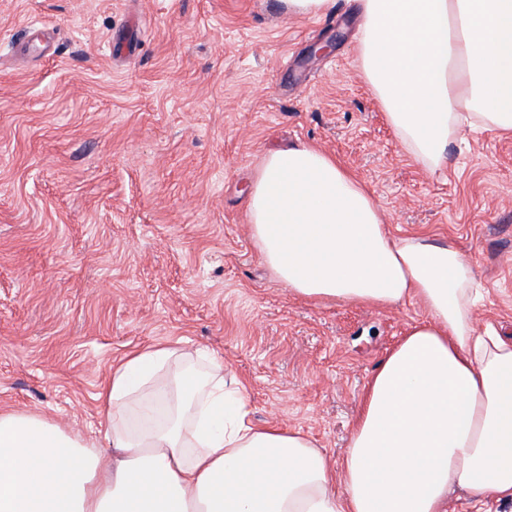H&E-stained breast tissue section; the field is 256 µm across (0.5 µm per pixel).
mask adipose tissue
<instances>
[{
    "instance_id": "obj_1",
    "label": "adipose tissue",
    "mask_w": 512,
    "mask_h": 512,
    "mask_svg": "<svg viewBox=\"0 0 512 512\" xmlns=\"http://www.w3.org/2000/svg\"><path fill=\"white\" fill-rule=\"evenodd\" d=\"M358 62L400 148L428 172L464 130L512 132V0H360ZM252 239L297 297L425 315L368 378L341 462L256 424L245 387L172 374L182 352L127 353L83 438L0 412V512H448L512 502V340L478 327L473 267L451 243L394 236L368 188L306 143L270 151Z\"/></svg>"
}]
</instances>
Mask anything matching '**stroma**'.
<instances>
[{"label":"stroma","mask_w":512,"mask_h":512,"mask_svg":"<svg viewBox=\"0 0 512 512\" xmlns=\"http://www.w3.org/2000/svg\"><path fill=\"white\" fill-rule=\"evenodd\" d=\"M51 28L52 55L14 50ZM355 0H0V409L104 428L95 396L131 349L224 362L257 424L340 458L365 383L423 317L295 297L252 236L274 149L334 155L399 237L453 243L512 336V137L469 130L432 174L399 147L357 61ZM330 52L311 55L313 46ZM290 15L317 16L328 11L333 0H281Z\"/></svg>","instance_id":"obj_1"}]
</instances>
